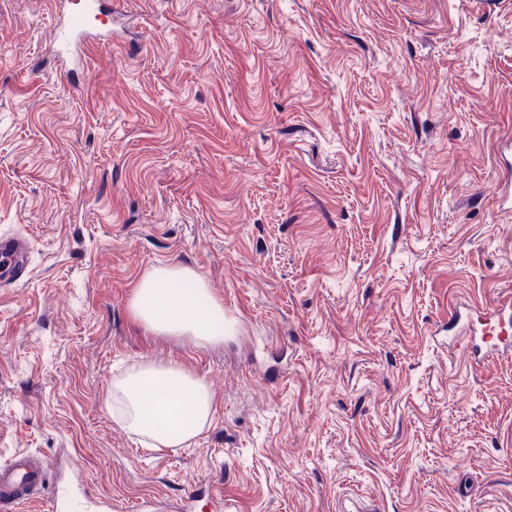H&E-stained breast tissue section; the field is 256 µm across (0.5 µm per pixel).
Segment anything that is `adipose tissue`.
I'll use <instances>...</instances> for the list:
<instances>
[{"label":"adipose tissue","instance_id":"1","mask_svg":"<svg viewBox=\"0 0 512 512\" xmlns=\"http://www.w3.org/2000/svg\"><path fill=\"white\" fill-rule=\"evenodd\" d=\"M130 309L147 331L195 346L238 335L237 317L195 269L174 262L153 267L132 285ZM106 407L123 428L168 448L190 444L211 422L216 404L206 380L173 363L144 361L112 380Z\"/></svg>","mask_w":512,"mask_h":512}]
</instances>
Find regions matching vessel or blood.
<instances>
[{
	"label": "vessel or blood",
	"mask_w": 512,
	"mask_h": 512,
	"mask_svg": "<svg viewBox=\"0 0 512 512\" xmlns=\"http://www.w3.org/2000/svg\"><path fill=\"white\" fill-rule=\"evenodd\" d=\"M119 0H85V7L67 13L58 25V54L79 66L85 45L112 36V15ZM29 245L23 236L0 235V287L14 286L28 274ZM457 341L473 356L512 353V300L479 307L470 319L453 312L448 321ZM47 500L51 512H107L103 501L80 498L62 473L59 462L29 451L0 463V512H21L28 504Z\"/></svg>",
	"instance_id": "obj_1"
}]
</instances>
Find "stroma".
<instances>
[{
    "mask_svg": "<svg viewBox=\"0 0 512 512\" xmlns=\"http://www.w3.org/2000/svg\"><path fill=\"white\" fill-rule=\"evenodd\" d=\"M54 0H0V461L68 451L129 512H512V359L448 315L512 299V0H130L61 70ZM178 261L231 345L134 322ZM204 376L208 429L152 448L106 408L142 361ZM29 245L23 236L0 235V287L15 286L28 274Z\"/></svg>",
    "mask_w": 512,
    "mask_h": 512,
    "instance_id": "stroma-1",
    "label": "stroma"
}]
</instances>
